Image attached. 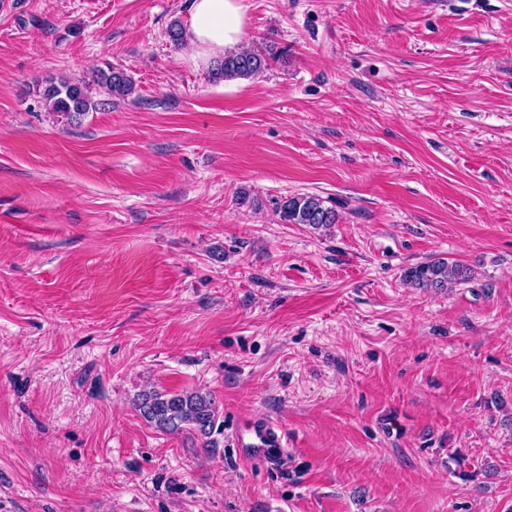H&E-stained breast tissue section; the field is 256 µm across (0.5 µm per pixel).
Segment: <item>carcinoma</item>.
Listing matches in <instances>:
<instances>
[{
	"label": "carcinoma",
	"instance_id": "cac0c4a2",
	"mask_svg": "<svg viewBox=\"0 0 512 512\" xmlns=\"http://www.w3.org/2000/svg\"><path fill=\"white\" fill-rule=\"evenodd\" d=\"M273 58L275 53L270 47L230 51L214 64L211 78L215 81L257 78L268 69ZM134 91V78L123 68L109 64L98 69L90 81L49 82L42 98L49 112L74 123L86 113L108 104V100L126 99ZM276 214L284 224H304L313 229H327L337 221L336 210L326 206L317 195L284 198L277 204ZM470 273L466 266L437 260L409 268L405 278L416 288L443 289L468 281ZM134 406L142 418L164 432L188 431L204 439V446L212 444L218 409L208 392L148 389L137 395Z\"/></svg>",
	"mask_w": 512,
	"mask_h": 512
}]
</instances>
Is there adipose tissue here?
Wrapping results in <instances>:
<instances>
[{"mask_svg": "<svg viewBox=\"0 0 512 512\" xmlns=\"http://www.w3.org/2000/svg\"><path fill=\"white\" fill-rule=\"evenodd\" d=\"M245 37L241 0H191L186 30L191 60L222 58L226 51L241 48Z\"/></svg>", "mask_w": 512, "mask_h": 512, "instance_id": "adipose-tissue-1", "label": "adipose tissue"}]
</instances>
